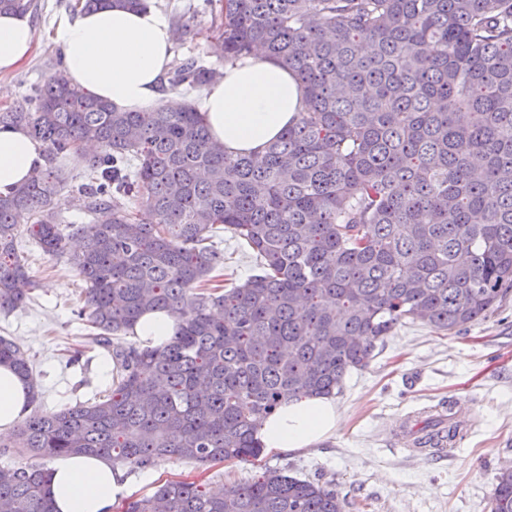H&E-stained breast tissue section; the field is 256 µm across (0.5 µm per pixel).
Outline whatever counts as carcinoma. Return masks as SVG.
Here are the masks:
<instances>
[{"mask_svg":"<svg viewBox=\"0 0 512 512\" xmlns=\"http://www.w3.org/2000/svg\"><path fill=\"white\" fill-rule=\"evenodd\" d=\"M224 60L263 48L299 78L305 111L257 154L228 155L197 109L126 112L57 69L0 113L45 146L44 164L0 196V310L36 282L18 254L29 225L85 283L87 346L116 369L106 394L46 412L32 369L0 336V365L28 389L10 447L41 459L106 456L137 468L178 458H257L278 406L341 391L410 318L459 333L512 296V0H219ZM34 0H0L25 14ZM146 8L86 0L85 8ZM220 71L186 58L168 77L200 87ZM93 142L79 186L89 222L63 223L60 160ZM144 205L154 222L132 210ZM230 231L259 271L206 289ZM179 321L171 342L124 340L144 314ZM51 470L0 467V512H56ZM329 485L269 469L221 495L171 480L125 512H346ZM490 512H512V469Z\"/></svg>","mask_w":512,"mask_h":512,"instance_id":"1","label":"carcinoma"}]
</instances>
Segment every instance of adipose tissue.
Segmentation results:
<instances>
[{"instance_id":"ef3b65f1","label":"adipose tissue","mask_w":512,"mask_h":512,"mask_svg":"<svg viewBox=\"0 0 512 512\" xmlns=\"http://www.w3.org/2000/svg\"><path fill=\"white\" fill-rule=\"evenodd\" d=\"M67 79L95 99L130 112L156 105L178 107L179 93L163 92L172 63L173 31L153 8L85 11L62 20L56 30ZM36 31L28 16L0 14V75L15 71L31 56ZM305 103L296 72L254 50L225 63L199 100L210 138L232 155L261 151L292 124ZM42 149L20 126L0 127V195L10 194L42 165ZM178 330L166 312L144 314L134 327L144 348L169 343ZM27 390L0 366V436L10 434L27 412ZM336 402L316 397L284 403L262 423L258 436L267 454L298 451L335 433ZM127 469L103 456H74L53 468L51 492L57 512H115L128 493Z\"/></svg>"}]
</instances>
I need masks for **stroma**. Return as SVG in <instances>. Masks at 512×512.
<instances>
[{
  "label": "stroma",
  "mask_w": 512,
  "mask_h": 512,
  "mask_svg": "<svg viewBox=\"0 0 512 512\" xmlns=\"http://www.w3.org/2000/svg\"><path fill=\"white\" fill-rule=\"evenodd\" d=\"M29 19L38 35L33 58L5 75L12 90L0 113L24 105L44 77L63 64L54 41L59 22L75 17L82 0H35ZM201 0H150L169 24L190 26L191 39L174 41V63L196 56L223 68L217 51V19L199 12ZM73 178L60 191L58 211L74 224L85 223L84 198L78 191L89 170L86 162L64 160ZM223 278L238 283L256 272L253 251L225 238ZM20 254L37 287L24 309L0 313V335L21 346L41 388L46 411L85 401L106 389L104 360L84 349L86 326L77 319L84 286L67 257L41 251L28 235ZM78 363H70L75 350ZM341 423L335 434L312 447L285 456L260 455L247 462L197 463L184 459L158 462L160 481L186 479L209 489L248 483L266 468H283L303 479L332 484L351 503L349 512H490L497 474L512 465V299L465 333L443 334L417 321L404 320L384 350L365 370L349 372L336 396ZM466 432L453 456L408 457L394 444L406 429L442 414Z\"/></svg>",
  "instance_id": "obj_1"
}]
</instances>
